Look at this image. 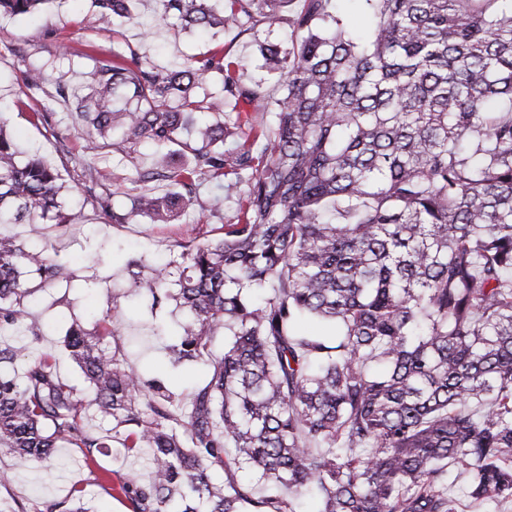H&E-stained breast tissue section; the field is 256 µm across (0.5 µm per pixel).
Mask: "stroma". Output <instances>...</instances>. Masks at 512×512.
<instances>
[{"mask_svg": "<svg viewBox=\"0 0 512 512\" xmlns=\"http://www.w3.org/2000/svg\"><path fill=\"white\" fill-rule=\"evenodd\" d=\"M90 9L91 0H66L61 8L35 16H0V105L8 109V128L24 150L42 154L62 171L68 183L77 182L79 162L88 158L89 152L81 129L71 124L70 106L57 94L56 82L64 80L67 91L89 94L93 56L114 45L131 47L158 64L168 65L192 55L202 56L230 41L234 56L241 63L238 75L242 83L264 76L270 98L280 95L276 74H262L255 66L253 35L235 38L216 29L180 30L166 26L158 19L156 0H138L139 24L119 23L113 30L97 31L83 23ZM30 62L41 66L47 77L42 93L35 96L26 88V65ZM46 102L53 105L59 130L68 135L66 143H59L51 131L28 121L29 114ZM150 152L145 145L131 156L117 155L110 160L113 201L118 208L128 207L125 192L138 171L149 166ZM203 191L217 200V211L203 215L189 209L173 224H111L83 205L81 198H74V206L81 209L80 224L65 230L47 227L41 244L48 251L59 252L78 275H97L101 283L90 289L76 287L67 293L49 288L36 294L32 311L45 328L43 336L29 348V356L56 353L59 376L71 384L83 385L81 371L62 348L65 327L71 315L92 320L114 305L124 314L120 332L127 342L128 360L138 365L144 378L161 380L178 394L188 393L202 383L207 365L176 364L170 358L167 347L173 341L172 317H165L163 335H152L154 319L149 309L137 298L124 296L122 285L123 265L130 257L142 254L154 263H163L170 249L195 235L201 225L233 220L239 207L238 191L221 192L211 184ZM105 469L122 477L144 480L149 476L146 457L127 454L114 441L90 456L64 444L38 465L22 463L9 451L0 449V499H16L28 512H44L46 506L68 502L72 487L77 486L83 489L90 512H128L123 496L110 495L99 484L97 477Z\"/></svg>", "mask_w": 512, "mask_h": 512, "instance_id": "35a3bbf8", "label": "stroma"}]
</instances>
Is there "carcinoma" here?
<instances>
[{
	"label": "carcinoma",
	"mask_w": 512,
	"mask_h": 512,
	"mask_svg": "<svg viewBox=\"0 0 512 512\" xmlns=\"http://www.w3.org/2000/svg\"><path fill=\"white\" fill-rule=\"evenodd\" d=\"M55 2L0 0V13ZM157 2L176 28L291 29L286 50L258 42L283 87L273 102L265 80L231 74L222 48L171 67L117 48L93 58L94 103L72 94L91 150L76 189L114 224L210 212L200 186L232 189L224 178L247 173L233 221L177 244L148 276L144 259L127 263V288L181 316L169 351L209 363L208 378L180 397L127 365L117 306L90 328L75 317L63 348L92 396L59 378L50 352L19 381L0 371V448L34 464L120 436L152 464L148 480L111 486L130 512H296L306 493L318 512L512 502V0H360L365 40L335 0ZM93 4L91 29L137 20L136 0ZM214 79L217 101L200 93ZM242 102L272 120H242ZM7 123L0 111V224L37 235L77 223L60 171L20 150ZM145 143L152 165L116 210L108 151ZM74 278L30 239L0 236V333L39 340L32 296ZM306 319L326 330L300 332ZM26 350L0 344V366ZM92 411L110 433L89 429ZM450 465L466 475L459 496Z\"/></svg>",
	"instance_id": "carcinoma-1"
}]
</instances>
